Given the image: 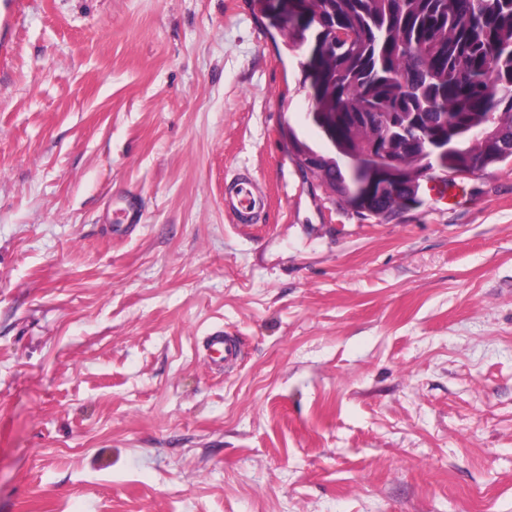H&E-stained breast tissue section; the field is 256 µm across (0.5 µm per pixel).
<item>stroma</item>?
Instances as JSON below:
<instances>
[{
    "label": "stroma",
    "mask_w": 512,
    "mask_h": 512,
    "mask_svg": "<svg viewBox=\"0 0 512 512\" xmlns=\"http://www.w3.org/2000/svg\"><path fill=\"white\" fill-rule=\"evenodd\" d=\"M1 41L0 512H512V159L356 213L254 0H0ZM255 188L257 184L250 178L241 180L235 186L236 207L243 215L250 214L260 205V197L255 193ZM206 349L215 355L213 361L220 366L233 364L239 355L236 341L229 336H224L222 331L208 336Z\"/></svg>",
    "instance_id": "35a3bbf8"
}]
</instances>
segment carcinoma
Here are the masks:
<instances>
[{"label":"carcinoma","mask_w":512,"mask_h":512,"mask_svg":"<svg viewBox=\"0 0 512 512\" xmlns=\"http://www.w3.org/2000/svg\"><path fill=\"white\" fill-rule=\"evenodd\" d=\"M321 15L288 26L306 47L312 96L336 99V140L358 149L377 130L364 112L414 117L448 140V167L471 170L512 156V0H321ZM426 156H403V194L417 199ZM326 177L350 206L384 216L390 182L336 166Z\"/></svg>","instance_id":"obj_1"}]
</instances>
